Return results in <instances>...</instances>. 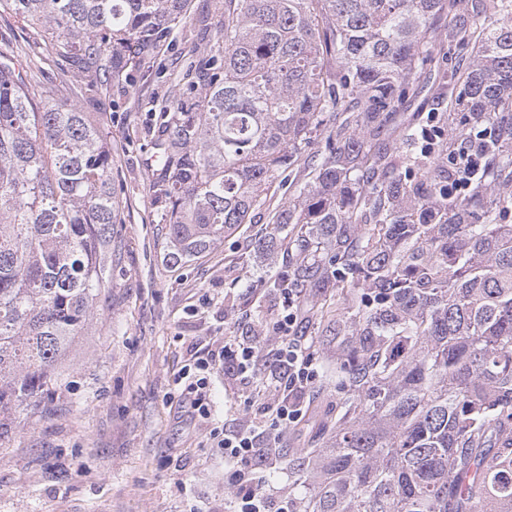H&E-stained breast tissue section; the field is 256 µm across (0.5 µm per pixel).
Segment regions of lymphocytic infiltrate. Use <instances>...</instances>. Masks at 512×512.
I'll return each instance as SVG.
<instances>
[{"mask_svg":"<svg viewBox=\"0 0 512 512\" xmlns=\"http://www.w3.org/2000/svg\"><path fill=\"white\" fill-rule=\"evenodd\" d=\"M281 310L272 325L273 340L259 336H228L207 356H191L184 367L182 392L192 413L211 423L215 447L224 451V482L232 492L233 512H269L259 467L266 448L279 444L288 425L304 414V395L319 376V364L297 330L302 305L291 288L281 291ZM223 369L228 380L259 384L269 402L246 424L228 431L215 417L212 374Z\"/></svg>","mask_w":512,"mask_h":512,"instance_id":"1","label":"lymphocytic infiltrate"}]
</instances>
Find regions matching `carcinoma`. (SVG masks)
<instances>
[{"instance_id": "cac0c4a2", "label": "carcinoma", "mask_w": 512, "mask_h": 512, "mask_svg": "<svg viewBox=\"0 0 512 512\" xmlns=\"http://www.w3.org/2000/svg\"><path fill=\"white\" fill-rule=\"evenodd\" d=\"M45 27L58 66L100 95L174 31L219 39L161 109L151 192L181 267L266 211L249 240L277 253L336 339L342 397L329 434L288 458L300 512H512V0H0ZM473 46L450 76L451 134L414 154L373 144L422 67L435 23ZM489 18L485 25L480 18ZM31 62L0 56V436L56 392L109 287L112 152L80 106L31 90ZM491 128L487 177L448 196V156ZM323 140L318 160L302 150ZM305 171L266 207L286 170Z\"/></svg>"}]
</instances>
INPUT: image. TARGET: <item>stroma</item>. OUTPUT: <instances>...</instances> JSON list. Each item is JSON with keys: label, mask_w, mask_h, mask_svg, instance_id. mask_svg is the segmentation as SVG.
I'll list each match as a JSON object with an SVG mask.
<instances>
[{"label": "stroma", "mask_w": 512, "mask_h": 512, "mask_svg": "<svg viewBox=\"0 0 512 512\" xmlns=\"http://www.w3.org/2000/svg\"><path fill=\"white\" fill-rule=\"evenodd\" d=\"M454 17L438 21V68L423 71L413 89L383 120L382 148L400 143L405 127H427L448 110V71L471 50L448 39ZM28 54L42 75L35 92L53 97L78 91L81 81L61 75L53 40L41 26L0 9V51ZM163 86L113 81L107 102L84 105L112 146V188L121 203L112 230L119 245L110 286L87 336L58 365L61 387L52 401L17 413L0 438V512H228L224 455L210 427L182 407L179 377L191 353L223 344L232 330L250 334L278 311L279 292L268 281L276 267L244 249L262 231L248 224L211 254L178 269L163 261L165 229L150 183L153 145L161 134ZM307 341L320 357V381L307 413L285 448L262 467L272 499L299 503L304 489L288 471V454L310 447L336 406V369L323 357L317 307L304 312ZM216 410L224 422L245 421L256 410L252 389L212 376Z\"/></svg>", "instance_id": "stroma-1"}]
</instances>
